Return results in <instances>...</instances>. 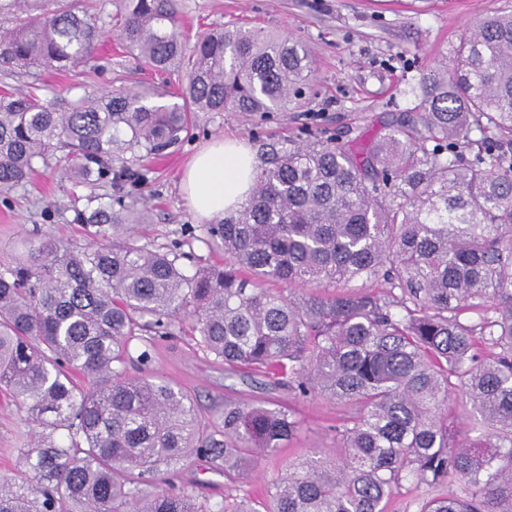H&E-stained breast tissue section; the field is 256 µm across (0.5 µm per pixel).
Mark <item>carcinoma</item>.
<instances>
[{
  "instance_id": "obj_1",
  "label": "carcinoma",
  "mask_w": 512,
  "mask_h": 512,
  "mask_svg": "<svg viewBox=\"0 0 512 512\" xmlns=\"http://www.w3.org/2000/svg\"><path fill=\"white\" fill-rule=\"evenodd\" d=\"M112 17L145 64L185 77L182 103H164L167 84L58 110L31 92L0 96L1 191L52 160L80 184L115 187L72 204L83 242L45 234L0 264V390L42 428L0 476V512H208L185 489L142 485L191 454L234 482L294 438L283 406L227 402L215 429L187 392L126 373L135 336L172 337L187 320L227 369L347 407L334 461L311 451L261 499L216 512H386L409 479L458 485L418 512H512V14L465 30L417 119L393 116L358 147L266 150L245 204L206 225L227 262L190 275L185 253L140 243L150 211L123 186L145 183L140 158L189 137L199 112L276 110L309 80L311 54L242 27L190 47L172 0H0V63L84 66ZM458 397L480 425L473 438L455 435Z\"/></svg>"
}]
</instances>
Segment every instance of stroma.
Wrapping results in <instances>:
<instances>
[{
  "label": "stroma",
  "instance_id": "obj_1",
  "mask_svg": "<svg viewBox=\"0 0 512 512\" xmlns=\"http://www.w3.org/2000/svg\"><path fill=\"white\" fill-rule=\"evenodd\" d=\"M177 25L188 35L207 28L242 25L304 43L314 58L309 85L299 99L264 116L242 112H201L192 137L160 157L142 159L148 183L132 197L146 205L152 220L142 240L156 247L181 244L183 267L224 260L209 241L202 222L190 210L181 188L193 155L217 138L245 141L255 154L290 139L345 143L383 133L388 115L419 112L428 77L451 69L460 37L475 20L512 12V0H174ZM161 73L129 54L112 26H105L90 62L73 73H26L0 65V95L39 90L53 108L74 96L112 91L146 92L162 84ZM56 167H39L30 181L0 193V262L24 251L25 244L48 233L77 240L80 225L71 223L75 197L86 195ZM151 354L148 368L191 394L202 413L217 418L225 401L267 402L291 407L300 422L297 435L274 458L258 463L248 478L224 481V469L193 456L173 465L166 477L175 487H193L211 508L225 495L242 497L284 473L289 464L316 450L336 455V428L342 405L321 398L302 399L260 374H231L197 349L191 333L147 345L137 338L132 354ZM35 426L20 412L10 392H0V473L11 469L18 449L33 445Z\"/></svg>",
  "mask_w": 512,
  "mask_h": 512
}]
</instances>
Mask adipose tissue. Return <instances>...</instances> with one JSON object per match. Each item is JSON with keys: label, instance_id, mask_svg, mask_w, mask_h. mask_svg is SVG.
Segmentation results:
<instances>
[{"label": "adipose tissue", "instance_id": "adipose-tissue-1", "mask_svg": "<svg viewBox=\"0 0 512 512\" xmlns=\"http://www.w3.org/2000/svg\"><path fill=\"white\" fill-rule=\"evenodd\" d=\"M255 176L256 161L249 147L221 138L192 160L182 176V189L192 210L210 219L238 209Z\"/></svg>", "mask_w": 512, "mask_h": 512}]
</instances>
